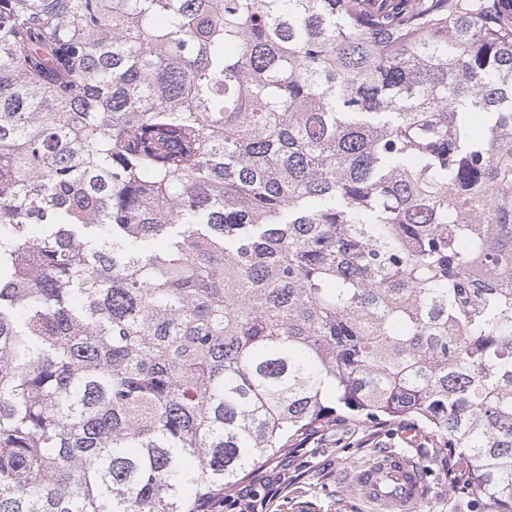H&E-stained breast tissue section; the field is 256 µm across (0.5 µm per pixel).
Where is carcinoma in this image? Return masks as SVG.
I'll return each instance as SVG.
<instances>
[{
	"instance_id": "cac0c4a2",
	"label": "carcinoma",
	"mask_w": 512,
	"mask_h": 512,
	"mask_svg": "<svg viewBox=\"0 0 512 512\" xmlns=\"http://www.w3.org/2000/svg\"><path fill=\"white\" fill-rule=\"evenodd\" d=\"M512 0H0V512H195L416 419L512 512Z\"/></svg>"
}]
</instances>
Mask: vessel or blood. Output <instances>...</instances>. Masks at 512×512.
Returning <instances> with one entry per match:
<instances>
[{"label": "vessel or blood", "instance_id": "obj_1", "mask_svg": "<svg viewBox=\"0 0 512 512\" xmlns=\"http://www.w3.org/2000/svg\"><path fill=\"white\" fill-rule=\"evenodd\" d=\"M353 495L373 512H416L426 486L420 465L404 454L385 451L348 477Z\"/></svg>", "mask_w": 512, "mask_h": 512}]
</instances>
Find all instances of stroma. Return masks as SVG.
Returning a JSON list of instances; mask_svg holds the SVG:
<instances>
[{"mask_svg": "<svg viewBox=\"0 0 512 512\" xmlns=\"http://www.w3.org/2000/svg\"><path fill=\"white\" fill-rule=\"evenodd\" d=\"M407 422L339 421L323 426L317 438L300 448H288L258 467L246 483L253 492V512H362L348 492V471L377 452L408 454L426 472L431 512H448V463L432 436L419 447H407Z\"/></svg>", "mask_w": 512, "mask_h": 512, "instance_id": "obj_1", "label": "stroma"}]
</instances>
